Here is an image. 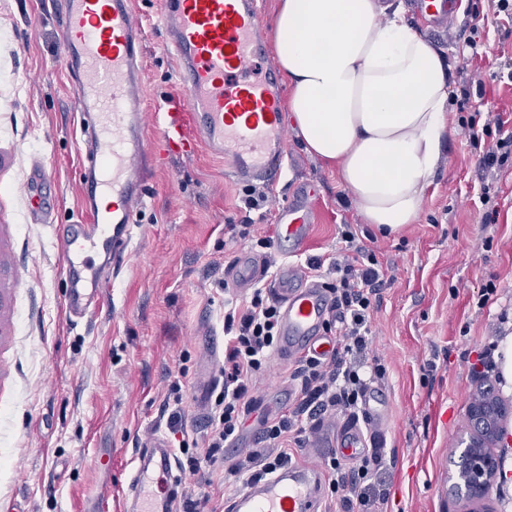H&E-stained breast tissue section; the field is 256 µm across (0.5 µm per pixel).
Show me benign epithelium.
<instances>
[{"label": "benign epithelium", "instance_id": "1", "mask_svg": "<svg viewBox=\"0 0 512 512\" xmlns=\"http://www.w3.org/2000/svg\"><path fill=\"white\" fill-rule=\"evenodd\" d=\"M467 415L474 433L461 455L458 488L471 503L478 504L497 472L491 449L505 446L501 424L508 417V408L485 395L470 403Z\"/></svg>", "mask_w": 512, "mask_h": 512}]
</instances>
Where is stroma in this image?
Returning a JSON list of instances; mask_svg holds the SVG:
<instances>
[{
	"label": "stroma",
	"instance_id": "stroma-1",
	"mask_svg": "<svg viewBox=\"0 0 512 512\" xmlns=\"http://www.w3.org/2000/svg\"><path fill=\"white\" fill-rule=\"evenodd\" d=\"M143 28L145 103L156 106L177 87L160 24L161 0H135ZM450 35L430 44L456 64L470 25L480 38L466 73L452 74L453 128L415 223L375 234L371 244L389 277L370 318L369 359L385 376L382 417L364 435L381 464L369 483L383 482L382 512H470L458 495L456 464L470 437L467 408L484 384L476 364L490 336L512 335V159L483 177L482 148L464 126L476 114L512 116V84L499 72L512 64V29L496 19L494 0H463ZM60 0H0V512H89L92 499H122L132 457L156 437L177 449L199 437L208 399L201 376L208 336L224 327V267L246 240L230 227L251 223L254 236L275 233L274 211L310 185L315 215L305 258L342 248L343 225L367 231L334 169L288 138L270 209L246 211L244 183L206 150L192 156L155 146L146 198L135 221L131 258L102 273L104 288L83 316L67 308L69 283L57 240L80 207L84 144L75 124L76 88L62 66ZM46 173L47 210L34 213L21 187L33 164ZM498 205L496 223H482L480 196ZM497 291L488 303L486 284ZM292 360L270 359L252 390L258 410L292 409ZM180 382L184 430L167 426L164 399ZM341 426L324 420L295 459L323 468ZM223 463H201L182 475L180 501L208 499L222 512L242 489Z\"/></svg>",
	"mask_w": 512,
	"mask_h": 512
}]
</instances>
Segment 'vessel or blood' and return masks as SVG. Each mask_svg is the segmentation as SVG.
<instances>
[{
  "mask_svg": "<svg viewBox=\"0 0 512 512\" xmlns=\"http://www.w3.org/2000/svg\"><path fill=\"white\" fill-rule=\"evenodd\" d=\"M63 64L78 76L75 108L88 148L83 159L82 204L91 223L75 222L61 238L64 274L71 284L70 308L82 309L100 287L89 272L86 252L103 253L107 265L121 267L130 255L134 217L145 196L147 128L174 153L191 156L207 148L224 159L238 182L273 184L288 150L281 102L283 91L272 67H260L264 33L256 0H162L165 43L173 51L179 90L171 105L147 113L143 105V30L135 0H61ZM460 0H414L413 9L434 34L447 32ZM307 195L294 197L275 213L274 245L285 261L268 275L261 259L241 252L224 268L237 288L267 283L281 308L280 358L327 356L332 343L323 332L332 299L308 282L297 257L311 230ZM367 442L346 430L338 453L351 460ZM172 449L157 438L135 455L129 491L134 512H175V494L159 495V480L178 485ZM321 472L302 461L277 468L237 493L230 512H324Z\"/></svg>",
  "mask_w": 512,
  "mask_h": 512,
  "instance_id": "obj_1",
  "label": "vessel or blood"
}]
</instances>
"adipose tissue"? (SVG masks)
I'll return each instance as SVG.
<instances>
[{"mask_svg":"<svg viewBox=\"0 0 512 512\" xmlns=\"http://www.w3.org/2000/svg\"><path fill=\"white\" fill-rule=\"evenodd\" d=\"M271 31L304 150L335 167L365 223H414L448 132L445 57L384 0H278Z\"/></svg>","mask_w":512,"mask_h":512,"instance_id":"1","label":"adipose tissue"}]
</instances>
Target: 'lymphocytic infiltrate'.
Wrapping results in <instances>:
<instances>
[{"instance_id": "1", "label": "lymphocytic infiltrate", "mask_w": 512, "mask_h": 512, "mask_svg": "<svg viewBox=\"0 0 512 512\" xmlns=\"http://www.w3.org/2000/svg\"><path fill=\"white\" fill-rule=\"evenodd\" d=\"M342 254L324 260L310 259L307 267L320 279L333 297L331 313L324 324L326 334L334 335L336 347L327 357L305 356L297 361L291 374L299 383V401L291 413L270 419L261 426L269 445L266 453H251L232 466L241 483H249L272 473L292 459L289 443H301L306 429L316 428L328 415L357 418L368 390V381L381 377V365H368V320L380 303L379 291L385 283V271L373 249L359 242L352 227H344ZM279 309L264 288L253 289L242 304L224 303V381L215 396L205 425L204 457L191 454L182 445L190 470L200 462L222 461L224 450L240 437L249 415L255 409L251 385L267 367V359L276 347ZM370 471L369 459L359 466L345 468L338 460L330 462L329 490L343 506L360 502L376 506L382 494L367 497L358 486Z\"/></svg>"}]
</instances>
